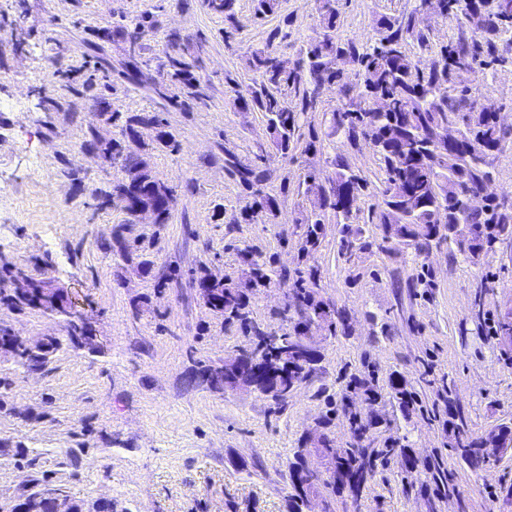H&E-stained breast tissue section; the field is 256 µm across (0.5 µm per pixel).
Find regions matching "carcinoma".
Listing matches in <instances>:
<instances>
[{
	"label": "carcinoma",
	"instance_id": "obj_1",
	"mask_svg": "<svg viewBox=\"0 0 512 512\" xmlns=\"http://www.w3.org/2000/svg\"><path fill=\"white\" fill-rule=\"evenodd\" d=\"M425 0H415L412 12L406 18L382 17L372 43L360 44L354 40L336 37L339 12L336 6L319 10L315 35L300 50L297 59L283 60L267 48L252 50L247 65L256 76L250 98L242 99L241 109L258 110L268 116V130L272 141L282 153H288L294 142L301 115L315 108L320 89L326 82H335L346 106L332 113L331 134L343 133L353 142H363L378 157L385 173L380 190L381 202L375 218L383 227V244L398 236L422 254L432 242L446 243L459 255L474 260L496 244L512 241V210L503 204L482 197L486 182L493 180L494 160L505 147L508 132L497 124L495 114L487 111L469 94L470 86L478 78V67L499 61L497 38L512 31V0H500V10L488 8L489 0H437L433 13L424 12ZM235 0H209L210 8L235 22ZM486 9L484 32L467 35L443 45L421 65L407 51L412 39L422 47L428 46V35L417 24L432 16L448 13L461 20L471 9ZM153 24L149 12L128 24L107 29V41H122L133 46L134 58L125 62L123 76L149 88L168 101L183 106L202 97L196 71L200 60L189 58L175 50L166 53L161 79L145 75L138 66L141 35ZM343 55L357 68V87H351L336 72V56ZM300 97L301 108L288 105V92ZM386 97L391 107L385 112L367 109L369 99ZM110 120L122 124V131L134 139L139 125H152L156 141L168 147L174 145L172 134L165 129L159 115H122L114 110ZM458 124V137L444 146L439 156L431 152V145L448 124ZM112 156L122 161L125 177L116 181L112 191L104 193L106 202L120 208L127 216L126 223H136L140 206H150L157 212L158 223L167 222V199L173 187L154 173L146 152L126 151L122 141L112 140ZM335 177L330 188L317 190L310 186L315 176L310 174L302 182L303 195L309 208L297 220L302 225V251L310 255L316 251L324 212L332 209L341 251L351 255L362 248L357 232L351 227V217L358 211V201L366 183L337 156L332 160ZM260 200L249 206L248 220H262L274 214L273 199L253 191ZM453 224H468L472 236L467 241L449 236ZM248 270L234 282L226 279L213 286L207 305L224 314L227 320L248 322L247 291L271 281L263 264L250 256L242 257ZM295 310L288 314V330L279 335L281 344L293 351L303 349L306 335L299 331L301 324L315 320L326 326L328 335L337 333L343 322L341 313L322 300L316 299L315 289L300 278L291 288ZM252 386L261 395L277 405L285 399L273 384L261 376L242 373L224 384L223 391L237 385ZM350 421L359 442L336 455L339 480L318 482L316 489L326 496L345 493L353 501L361 499L367 483L375 476V462L395 448L375 450L360 444L366 437L367 424L358 413H350ZM478 436L469 434L459 441L463 460L474 470L484 463L479 455Z\"/></svg>",
	"mask_w": 512,
	"mask_h": 512
}]
</instances>
